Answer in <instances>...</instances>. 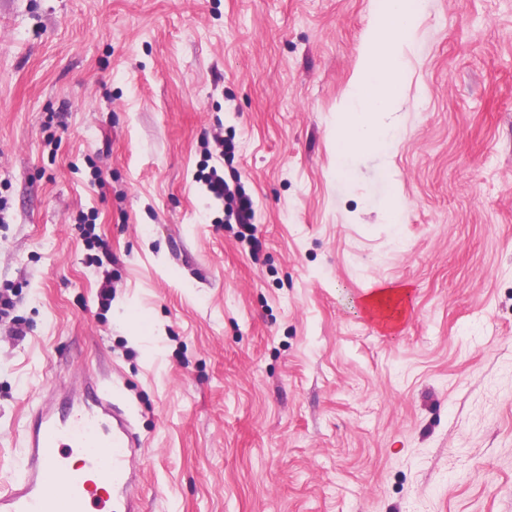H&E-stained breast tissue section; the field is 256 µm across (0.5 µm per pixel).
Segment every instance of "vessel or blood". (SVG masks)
Here are the masks:
<instances>
[{
  "label": "vessel or blood",
  "instance_id": "1",
  "mask_svg": "<svg viewBox=\"0 0 512 512\" xmlns=\"http://www.w3.org/2000/svg\"><path fill=\"white\" fill-rule=\"evenodd\" d=\"M17 475L0 489V512H138L130 491V454L138 440L130 417L96 379L79 397L32 411L22 429ZM79 463L68 468L63 449Z\"/></svg>",
  "mask_w": 512,
  "mask_h": 512
}]
</instances>
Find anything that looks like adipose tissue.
Returning <instances> with one entry per match:
<instances>
[{
    "mask_svg": "<svg viewBox=\"0 0 512 512\" xmlns=\"http://www.w3.org/2000/svg\"><path fill=\"white\" fill-rule=\"evenodd\" d=\"M420 16L419 0H378L374 34L336 123L338 170H345L348 161L357 155L386 150L396 142L398 129L386 123L384 117L403 102V52ZM407 297L406 289L383 288L365 297L361 309L391 331L402 316L397 306Z\"/></svg>",
    "mask_w": 512,
    "mask_h": 512,
    "instance_id": "ef3b65f1",
    "label": "adipose tissue"
}]
</instances>
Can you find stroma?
Listing matches in <instances>:
<instances>
[{
  "mask_svg": "<svg viewBox=\"0 0 512 512\" xmlns=\"http://www.w3.org/2000/svg\"><path fill=\"white\" fill-rule=\"evenodd\" d=\"M376 13L0 0V488L31 410L94 376L142 512H512V0H423L400 137L340 176ZM371 284L408 289L398 330ZM207 191L217 200H222L227 205L229 215L234 216L236 224L251 231L255 219V206L252 198L232 190L224 180V176L218 174L217 169L211 170L210 176L205 181Z\"/></svg>",
  "mask_w": 512,
  "mask_h": 512,
  "instance_id": "35a3bbf8",
  "label": "stroma"
}]
</instances>
